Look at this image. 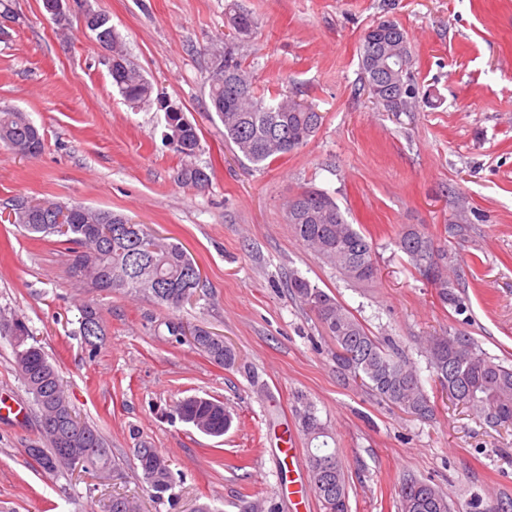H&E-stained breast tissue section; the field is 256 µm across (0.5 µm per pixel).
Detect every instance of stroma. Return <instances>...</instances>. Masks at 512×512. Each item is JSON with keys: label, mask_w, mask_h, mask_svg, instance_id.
<instances>
[{"label": "stroma", "mask_w": 512, "mask_h": 512, "mask_svg": "<svg viewBox=\"0 0 512 512\" xmlns=\"http://www.w3.org/2000/svg\"><path fill=\"white\" fill-rule=\"evenodd\" d=\"M237 2L257 20L239 53L259 91H277L323 116L308 144L255 164L225 140L206 78ZM0 108L27 113L44 138L34 158L0 150V316L23 318L57 367L76 412L103 433L117 466L99 481L51 476L28 449L44 446L37 408L0 337V398L25 406L0 419V512H106L111 497L141 512H321L301 431L312 402L344 462L349 512H398L416 479L440 488L451 512H512V426H494L448 400L420 340L456 327L488 356L512 364V0H91L156 94L197 128L194 162L205 188L181 185L182 161L165 140L158 103L130 106L112 87L109 53L79 20L59 34L41 0H4ZM390 18L414 52L420 105L389 112L364 84L366 30ZM331 195L348 223L372 240L378 274L345 281L292 235L283 204L305 189ZM51 199L108 209L186 249L201 271L180 306L77 287L64 246L10 224L14 200ZM469 237L451 242L452 277L464 313L442 306L394 240L405 226L443 237L458 205ZM308 279L371 333L414 361L435 414L419 419L336 372V346L315 314L288 292ZM100 304L106 336L89 351L80 307ZM202 327L238 353L212 363L169 323ZM197 395L233 416L221 437L172 416ZM147 443L177 473L173 500L151 497L133 450Z\"/></svg>", "instance_id": "1"}]
</instances>
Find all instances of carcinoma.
Wrapping results in <instances>:
<instances>
[{
    "instance_id": "cac0c4a2",
    "label": "carcinoma",
    "mask_w": 512,
    "mask_h": 512,
    "mask_svg": "<svg viewBox=\"0 0 512 512\" xmlns=\"http://www.w3.org/2000/svg\"><path fill=\"white\" fill-rule=\"evenodd\" d=\"M224 24L232 41L213 54L208 78L210 103L224 126L225 139L249 161L270 163L303 146L318 131L323 116L287 94L278 92L267 98L259 94L235 46V41L252 34L257 21L232 4L224 13ZM103 47L113 62L112 86L132 105L150 101L153 85L127 58L120 35L110 33ZM361 65L367 85L376 83L381 87V92L373 95L378 104L389 112L413 111L418 102L411 78L413 55L406 31L395 21L380 20L365 32ZM160 105L165 112L167 138L175 140L183 161L178 182L196 188L207 186L208 174L190 161L200 146L196 126L174 102L164 99ZM0 147L35 157L43 150V138L26 113L0 108ZM60 206L48 199L31 208L15 206L9 222L68 246L71 278L83 287L105 295L141 296L169 307L179 306L184 295H192L199 287L200 278L194 272L197 265L180 244L144 224L131 222L123 214L83 205L78 206L77 221L66 219L60 223ZM285 218L293 236L344 279L366 284L376 277L373 243L346 221L327 193L306 190L296 194L286 203ZM469 232L470 225L458 221L445 227L441 240L412 229L404 230L395 240L414 270L437 289L441 303L457 312L463 311L464 301L454 292L456 284L448 276V239H463ZM288 288L315 313L336 343V373L340 377L360 381L379 399L407 414L421 419L433 415L434 405L410 361L386 351L333 296L309 280L296 276ZM79 331L85 344L96 350L97 340L103 335L102 312L96 304L81 307ZM0 334L8 337L13 347L18 373L42 420L46 447L28 449L29 457L49 475L80 467L101 479L110 478L112 459L104 437L71 407L56 367L48 361L26 322L19 317L0 319ZM189 343L215 364L230 368L236 363L235 350L224 345L223 337L208 330L191 332ZM425 350L448 399L490 424L512 425V367L494 361L472 336L457 328L427 337ZM173 413L180 421L213 437L223 436L233 422L223 402L198 396L178 401ZM298 418L310 440L322 441V445L308 450L311 481L322 512H349V482L337 450L325 441L328 426L309 402L302 403ZM134 456L152 496L160 500L172 495L175 480L169 460L145 444L134 449ZM106 512L140 510L134 499L114 496ZM400 512H450V507L437 487L411 480L401 487Z\"/></svg>"
}]
</instances>
